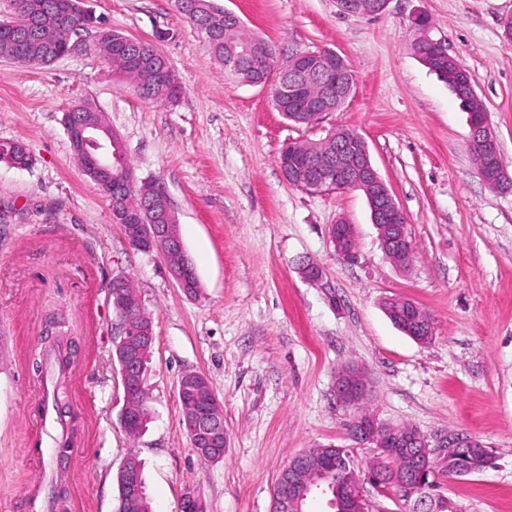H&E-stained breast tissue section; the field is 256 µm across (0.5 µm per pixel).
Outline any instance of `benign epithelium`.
Instances as JSON below:
<instances>
[{
  "label": "benign epithelium",
  "instance_id": "7a95c632",
  "mask_svg": "<svg viewBox=\"0 0 512 512\" xmlns=\"http://www.w3.org/2000/svg\"><path fill=\"white\" fill-rule=\"evenodd\" d=\"M388 0H336L338 10L347 16L375 17L383 13ZM258 37L233 41L227 65L240 67L252 62L258 52L254 42ZM256 86L268 87L276 107L293 101L298 106L294 120L317 118L326 111L339 109L351 96L354 75L345 59L330 49L295 51L285 58L281 69L253 81ZM62 122L78 160L93 154L100 157L91 176L96 185L116 200H121L136 179L126 164V152L121 137L108 133L103 122H91L82 112H66ZM469 141L492 157L493 166L480 170L482 181L492 189H503L512 183V175L503 161L498 135L489 114L475 116L470 124ZM285 180L302 190L322 192L327 185L341 190H360L365 195L371 213V223L377 229L378 239L386 258L398 269L405 270L412 264V247L407 238V217L403 209L372 163L368 144L359 134L338 137L330 133L315 145L311 152L286 167ZM139 193L143 206L154 210L155 224H124L123 230L142 244V250L156 251L164 256L168 271L181 290L189 295L194 291L188 286L192 272L191 258L187 254L173 221L176 218L170 196L160 192L148 181H142ZM354 236L353 227L339 219L331 225L329 239L336 256L346 263L358 259V252L348 245ZM116 298L120 300L112 320V340L116 343L119 371L124 379L134 376L143 353L155 342L153 321L144 313L141 296L125 289V276L112 279ZM435 335L434 323L424 320L412 333V339L421 345L431 343ZM45 345L70 343V333L62 326L50 323L42 333ZM368 395V382L364 369L349 365L338 372L336 397L352 410L349 428L355 439L370 447L382 448L380 473L384 482L381 492L394 486L407 491L412 497L416 490L428 482L443 485L447 478L437 469L439 460L450 448L473 449L477 465L484 470L494 463L493 450L471 437H454L437 433L426 435L420 430L405 432L401 427L380 421L377 416L363 412V401ZM184 424L195 453H207L218 461L224 456V414L219 401L202 408L194 403L184 407ZM317 449L311 448L295 456L278 474L276 487L277 512H303V505L312 491L307 477L314 471L313 458ZM351 454L346 448L336 449V479L347 482L352 488L351 502L363 500L361 478L350 468ZM139 457L129 454L120 463L118 475L125 479L128 496L136 495ZM426 496L414 502L417 512H441V500Z\"/></svg>",
  "mask_w": 512,
  "mask_h": 512
}]
</instances>
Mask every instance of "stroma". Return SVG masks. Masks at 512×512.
Wrapping results in <instances>:
<instances>
[{
    "label": "stroma",
    "instance_id": "1",
    "mask_svg": "<svg viewBox=\"0 0 512 512\" xmlns=\"http://www.w3.org/2000/svg\"><path fill=\"white\" fill-rule=\"evenodd\" d=\"M281 55L329 48L355 76L351 98L311 126L285 120L270 93L230 78L174 0H91L100 22L156 40L183 87L176 104L140 99L96 45L47 67L0 57V139L22 142L26 169L0 163V512H25L32 488L52 493V457L25 456L37 430L32 366L44 319L68 318L75 453L69 512H114L116 474L131 452L145 463L154 512H180L195 490L206 512H273L280 470L296 455L350 449L365 471L370 448L348 434L336 374L367 372L368 408L427 434L479 439L492 468L447 483L465 512H512V187L488 188L466 142L467 114L418 59L412 24L470 71L512 169V44L501 20L512 0H388L374 18L340 14L336 0H215ZM92 104L123 141L137 177L160 178L200 293L177 288L163 257L132 248L106 197L83 172L61 119ZM337 129L363 136L405 211L414 247L405 271L385 257L357 190L309 193L278 166L291 141ZM354 228L358 263L337 259L328 227ZM319 264L324 286L304 280ZM131 278L156 334L140 437L120 426L123 386L112 362L114 277ZM415 300L433 318L427 345L387 317L384 297ZM203 373L224 412V457L200 461L181 422L177 384Z\"/></svg>",
    "mask_w": 512,
    "mask_h": 512
}]
</instances>
